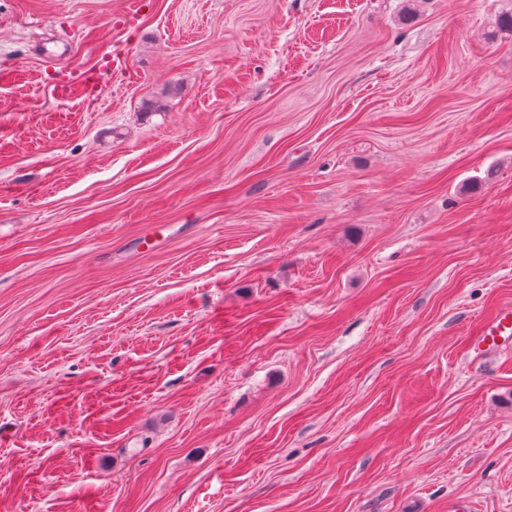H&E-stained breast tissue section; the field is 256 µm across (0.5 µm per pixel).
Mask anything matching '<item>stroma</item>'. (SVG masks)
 <instances>
[{
  "instance_id": "stroma-1",
  "label": "stroma",
  "mask_w": 512,
  "mask_h": 512,
  "mask_svg": "<svg viewBox=\"0 0 512 512\" xmlns=\"http://www.w3.org/2000/svg\"><path fill=\"white\" fill-rule=\"evenodd\" d=\"M130 2L0 0V512H512V0ZM510 331L512 334V311L500 313L494 320L483 325L481 329L482 343L498 346L497 338Z\"/></svg>"
}]
</instances>
